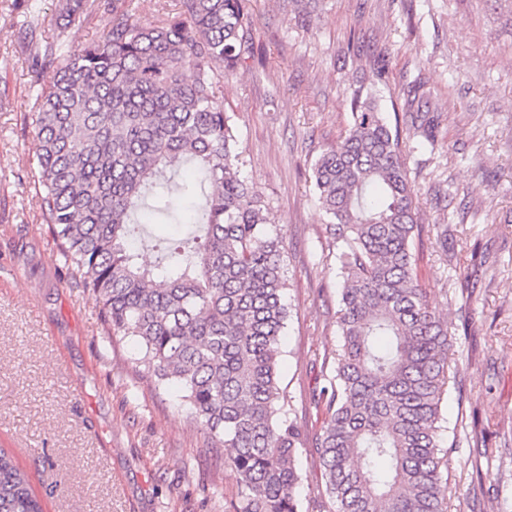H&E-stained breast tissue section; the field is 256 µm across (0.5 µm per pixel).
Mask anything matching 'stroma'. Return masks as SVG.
<instances>
[{"label":"stroma","instance_id":"1","mask_svg":"<svg viewBox=\"0 0 512 512\" xmlns=\"http://www.w3.org/2000/svg\"><path fill=\"white\" fill-rule=\"evenodd\" d=\"M261 62L224 84L241 176L284 252L290 316L279 357L283 415L302 433V512H327L316 437L323 364L340 346L338 249L311 165L348 132L351 89L387 121L422 81L436 149L408 151L421 231L416 272L453 337L456 379L437 441L448 512H512V0H250ZM22 0H0V448L44 512H234L230 449L204 433L182 389L136 364L70 281L33 200L37 91ZM383 62L376 76L374 62Z\"/></svg>","mask_w":512,"mask_h":512}]
</instances>
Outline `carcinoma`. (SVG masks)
<instances>
[{"label":"carcinoma","mask_w":512,"mask_h":512,"mask_svg":"<svg viewBox=\"0 0 512 512\" xmlns=\"http://www.w3.org/2000/svg\"><path fill=\"white\" fill-rule=\"evenodd\" d=\"M250 0H177L145 23L112 0L102 38L79 51L63 33L34 54L54 69L37 93L31 179L68 277L85 288L107 335L131 336L138 362L176 381L206 432L232 449L235 512H301V430L279 416L278 357L288 318L280 240L240 177L224 80L259 59ZM101 0H65V26ZM352 89L348 134L312 165L327 227L340 243L336 323L318 437L333 512H447L436 442L453 346L414 275L416 195L399 131L375 97ZM434 117L411 116L412 137L435 145ZM188 163L183 181L166 167ZM190 198L198 232L137 263L131 216L174 217L155 190ZM0 512H42L25 475L0 449Z\"/></svg>","instance_id":"obj_1"}]
</instances>
